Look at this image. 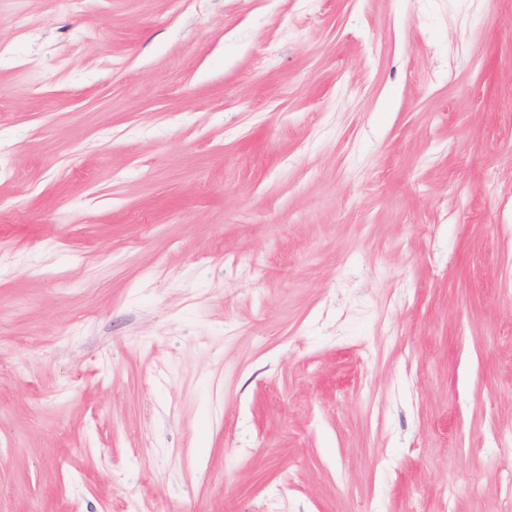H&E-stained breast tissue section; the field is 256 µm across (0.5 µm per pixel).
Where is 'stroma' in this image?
<instances>
[{"mask_svg": "<svg viewBox=\"0 0 512 512\" xmlns=\"http://www.w3.org/2000/svg\"><path fill=\"white\" fill-rule=\"evenodd\" d=\"M0 512H512V0H0Z\"/></svg>", "mask_w": 512, "mask_h": 512, "instance_id": "stroma-1", "label": "stroma"}]
</instances>
